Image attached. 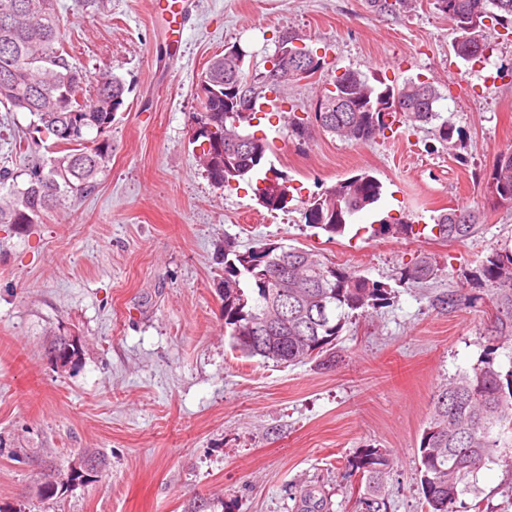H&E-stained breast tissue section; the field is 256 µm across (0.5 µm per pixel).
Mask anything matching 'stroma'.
<instances>
[{
  "label": "stroma",
  "mask_w": 512,
  "mask_h": 512,
  "mask_svg": "<svg viewBox=\"0 0 512 512\" xmlns=\"http://www.w3.org/2000/svg\"><path fill=\"white\" fill-rule=\"evenodd\" d=\"M155 0H57L70 63L95 87L106 73L129 92L107 132L112 161L95 189L21 227L0 224V512H297L311 488L331 512H355L363 448L386 451L388 512H421L414 460L436 388L472 370L489 345L488 287L468 306L435 308L490 248H512V205L492 199L497 155L512 150V22L489 25V63L465 64L455 34L429 0L399 15L366 0H191L180 50H172ZM292 31L325 57L320 75L281 91L309 108L336 71L358 70L399 85L433 82L436 108L462 130L460 151L427 127H405L367 144L314 134L289 138L282 117L261 114L252 133L287 175L288 211L268 212L252 189L214 188L193 140L195 87L207 62L237 45L263 71L280 35ZM32 117L0 107V166L28 161L16 139ZM384 185L374 209L344 235L307 226V200L352 175ZM478 207V234L372 238V222L423 225L456 203ZM313 249L386 284L390 298L351 319L336 342L335 368H280L247 360L224 331V239ZM440 270L403 287L421 257ZM81 340L66 368L51 363L54 335ZM90 449L106 465L87 480L40 496L46 474L66 473ZM482 512H512V466L477 475Z\"/></svg>",
  "instance_id": "stroma-1"
}]
</instances>
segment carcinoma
I'll return each mask as SVG.
<instances>
[{"mask_svg":"<svg viewBox=\"0 0 512 512\" xmlns=\"http://www.w3.org/2000/svg\"><path fill=\"white\" fill-rule=\"evenodd\" d=\"M378 13L394 15L408 8V0H370ZM435 10L448 17L455 33L454 55L465 61L487 58L490 45L477 43L471 35L484 36L488 18L498 22L512 16V0H432ZM226 57L214 58L202 74L207 99L200 100L204 112L199 126L212 127L222 140V149L203 154L206 173L224 166V154L235 158L234 172L227 178L243 180L256 173L271 151V144L246 133L255 112L210 105L224 96V79L243 82L242 90L264 98L261 81L242 70L237 57L225 49ZM336 101H346L354 112H317L322 125L288 112V135L305 139L319 129L341 139L366 144L390 129L393 123H421L444 147L453 149L462 133L436 110L441 99L431 82L409 80L401 86L384 82L374 85L361 71L346 70L332 81ZM126 87L112 75L87 94L86 77L63 55L60 19L55 0H0V105L10 112L35 117L32 130L53 139L56 156L39 163L20 184L19 175L0 168V224H39L50 212L97 185V177L112 160V142L102 137L124 104ZM399 99L404 112L391 113L393 121L375 127L378 107ZM96 137L87 139V134ZM491 194L503 204H512V152L499 154L493 166ZM339 198V208L323 202L320 209L307 202L303 216L311 228L328 234H344L347 225L380 200L382 182L367 173L342 179L325 188ZM479 214L472 209L445 208L424 225L432 236L448 242H463L478 230ZM370 236H421L423 232L406 220H380L370 225ZM275 243H260L244 251L224 241V325L231 347L245 358L259 357L276 366H295L315 361L325 368L335 366L336 341L350 317L362 314L387 300V289L357 271L328 261L313 249L291 248L286 265L271 260L282 253ZM438 262L422 258L400 272L399 283L412 286L435 278ZM299 280L298 287L283 293V274ZM474 285L492 288L495 314L490 334L493 347L480 364L442 384L433 398V409L424 428L417 455L416 476L424 496L425 512H480V503L467 504L463 497L477 495L478 472L498 458L502 431L512 430V364L503 369L494 357L500 346L512 341V249L493 248L470 276ZM469 296L453 290L436 298L442 310L467 304ZM274 318L277 327L268 331L263 322ZM365 478L356 512H387L382 494L389 467L377 448H368L353 464ZM303 512H328L324 500L310 489L301 491Z\"/></svg>","mask_w":512,"mask_h":512,"instance_id":"obj_1","label":"carcinoma"}]
</instances>
